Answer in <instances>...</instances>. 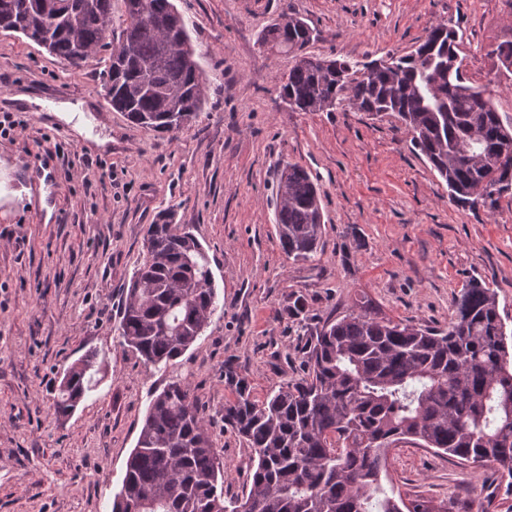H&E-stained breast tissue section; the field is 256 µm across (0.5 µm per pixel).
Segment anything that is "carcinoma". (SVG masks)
Listing matches in <instances>:
<instances>
[{"label":"carcinoma","mask_w":512,"mask_h":512,"mask_svg":"<svg viewBox=\"0 0 512 512\" xmlns=\"http://www.w3.org/2000/svg\"><path fill=\"white\" fill-rule=\"evenodd\" d=\"M120 29L112 0H0V31L23 35L79 68L104 50L112 109L158 133L198 115L205 82L186 24L172 0H141ZM313 29L290 15L261 45L294 59L280 97L297 112L348 106L404 124L415 149L463 208L495 212L497 185L512 177V125L490 85H474L458 59V31L432 25L414 51L362 73L349 61L308 56ZM280 247L307 262L323 236L320 193L311 174L288 164L273 199ZM118 327L123 346L165 369L191 348L218 308L210 258L184 224L163 213L149 225ZM444 328L384 319L359 306L327 318L305 344L307 372L262 402L244 382L224 404V426L253 453L249 491L224 498V470L205 410L176 374L157 390L131 452L112 512H429L431 501L386 487L388 457L417 441L461 463H491L512 487V345L497 293L468 284ZM97 353L63 373L54 410L69 416L92 390Z\"/></svg>","instance_id":"carcinoma-1"}]
</instances>
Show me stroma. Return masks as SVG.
Here are the masks:
<instances>
[{
	"mask_svg": "<svg viewBox=\"0 0 512 512\" xmlns=\"http://www.w3.org/2000/svg\"><path fill=\"white\" fill-rule=\"evenodd\" d=\"M173 2L206 78L202 112L175 133L112 109L100 57L73 69L0 32V98L28 123L0 138V165L19 184L0 215V512H112L146 409L168 379L117 332L146 229L162 212L188 225L211 260L219 307L177 370L206 410L228 494L247 491L253 457L224 427L232 379L261 401L301 377V347L325 318L363 304L444 327L462 288L480 281L495 289L512 329V206L490 215L451 202L393 117L292 111L277 90L291 60L259 44L267 27L294 15L315 31L306 54L364 63L410 53L445 22L459 32L473 84L496 72L494 105L509 124L512 69L496 49L512 41V0ZM47 84L83 103L89 133L111 136V148L59 133V120L19 101ZM290 163L312 174L322 198L320 250L304 263L283 253L269 204ZM299 299L305 311L296 315ZM92 350L103 362L95 387L70 417H57L61 374ZM388 472L412 495L479 497L490 512H512V489L490 464L462 465L407 443Z\"/></svg>",
	"mask_w": 512,
	"mask_h": 512,
	"instance_id": "1",
	"label": "stroma"
}]
</instances>
